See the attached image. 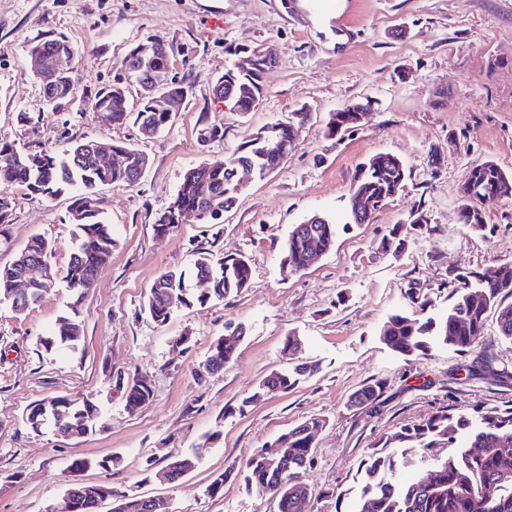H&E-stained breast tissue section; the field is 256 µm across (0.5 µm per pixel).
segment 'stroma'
Wrapping results in <instances>:
<instances>
[{
    "label": "stroma",
    "mask_w": 512,
    "mask_h": 512,
    "mask_svg": "<svg viewBox=\"0 0 512 512\" xmlns=\"http://www.w3.org/2000/svg\"><path fill=\"white\" fill-rule=\"evenodd\" d=\"M344 3L324 13L313 0H0V134L30 152L59 153L87 138L135 144L149 156L136 187L97 189L117 243L84 297L58 281L24 314L0 306V512H44L75 479L117 494L162 495L174 512H273L271 498L235 472L253 449L310 418L325 421L307 471L310 512H349L359 465L383 434L446 407L470 413L512 404V343L499 338L496 315L466 355L434 345L402 356L379 339L391 314H418L409 289L438 316L453 300L457 270L491 277L512 267V199L486 208L482 235L459 216L471 167L492 161L512 174V0ZM216 13L222 26L211 22ZM45 33L73 48L66 66L75 94L56 110L30 70L29 45ZM150 37L171 46L172 73L188 98L171 127L145 140L133 123L106 121L93 101L122 80L129 48ZM236 44L270 46L277 56L260 106L244 116L213 95ZM365 99L372 107L359 126L329 134L333 112ZM301 108L310 118L294 148L240 194L222 223L155 233V216L186 170L228 158L259 128ZM20 112L38 117L35 132L20 131ZM207 126L223 137L202 142ZM380 152L405 164V185L369 223H351L349 190L362 163ZM1 195L12 215L0 231V266L41 236L52 246L51 264L64 269L74 248L72 193L47 198L2 182ZM314 214L335 224L333 247L307 269L283 274L289 232ZM397 225L404 250L383 252ZM199 249L246 253L250 285L153 322L142 310L149 288L164 272L190 271ZM62 316L81 325L77 350L45 345ZM229 324L243 325L246 336L222 372L206 374L210 346ZM291 335L301 341L292 355L284 349ZM302 362L319 369L247 403L264 377ZM136 376L147 378L153 396L131 413L116 381ZM373 379L383 382L380 397L349 406V395ZM57 396L93 400L103 427L66 437L32 429L28 408ZM207 434L212 446L195 467L166 481L169 460L190 454ZM77 458L92 468L72 473ZM223 471L221 494L209 497L206 485Z\"/></svg>",
    "instance_id": "35a3bbf8"
}]
</instances>
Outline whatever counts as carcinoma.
I'll use <instances>...</instances> for the list:
<instances>
[{"mask_svg":"<svg viewBox=\"0 0 512 512\" xmlns=\"http://www.w3.org/2000/svg\"><path fill=\"white\" fill-rule=\"evenodd\" d=\"M157 53L153 59L141 58L139 47H133L123 59L130 80L143 85L155 94H167L186 100L187 89L181 83L161 84L154 81L153 70L165 62V41L157 39ZM46 53L71 52L68 41L62 38L35 40L30 50ZM254 63L244 72L225 70L217 79L220 95L230 104L237 98L248 97L242 86L254 89L263 96L264 56L253 52ZM125 90L114 84L98 91L93 106L114 124L125 123L130 112L112 110V100ZM174 115L150 111L149 99L143 98L135 113L134 123L146 138H154L172 126ZM258 130L238 150L223 162L203 166L206 177H198L194 168L188 169L179 184L173 200L158 212L154 227L157 233L169 234L183 223V215L201 212V224H216L223 213L232 208L238 195L235 170L245 166L264 178L277 169L292 148L288 130H282L281 146L269 148ZM85 139L74 142L63 153L47 150L24 152L15 141L0 137V182L15 183L31 192L54 195L66 189L76 192L72 215L75 226V247L62 279L67 288L84 293L112 256L116 240L111 225L95 205L94 193L100 185L134 187L139 184L141 164L148 155L138 147L123 142L111 145L112 153L122 163L110 168L97 167ZM379 164L360 173L350 188L349 210L353 223L358 197L377 200L392 196L395 187L404 183L405 175L396 157L386 153L374 155ZM468 179L476 185L498 183V199L512 198V175L494 162L486 161L472 167ZM487 204L468 198L461 210L463 224L474 232L485 230L484 212ZM336 237V225L318 217L311 224H297L290 231L283 248L282 261L288 271L298 272L308 267L311 253L323 254L330 250ZM49 242L42 237L32 238L12 262L0 267V305L14 311L27 309L42 299L44 284L33 282L21 299L14 297L15 280L27 264L48 258ZM193 274L198 280H207V288L200 294L190 292L183 271L161 274L149 288L144 310L158 324L168 321L174 307L192 302L222 301L241 293L252 279V265L242 254L216 255L199 251L193 263ZM454 300L446 314L436 319L392 314L380 330V340L393 352L409 356L423 352L429 345H444L460 354L470 352L485 336L486 318L492 310H499L497 333L512 343V305H504V298L512 296V273L496 280H488L475 271L456 275ZM81 339L80 324L69 317L59 319L47 344L76 348ZM238 342H226L219 337L210 347L204 370L214 374L224 369L235 356ZM318 365L303 363L290 371L272 372L258 385V390L246 402L254 401L264 392L286 391L296 377L316 372ZM127 411L133 413L152 397V389L143 377H134L120 386ZM382 382L376 379L354 392L349 400L352 406L376 401ZM89 427L96 424L99 411L89 399L71 400L56 397L41 400L26 413V422L39 430L46 424H55L59 417ZM319 418L308 419L280 434L278 461L273 464L267 448H256L245 459L240 472L246 485L270 495L276 503V512H310L311 490L305 481L310 465L315 436L311 430L323 426ZM450 448L448 456L437 460L434 475L410 483H400L395 474L405 464L407 448ZM364 477L358 494L357 507L352 512H512V406L482 408L472 414H453L441 410L426 421L405 425L387 433L378 446L362 460ZM112 512H170L171 500L166 497H145L123 494L112 498Z\"/></svg>","mask_w":512,"mask_h":512,"instance_id":"carcinoma-1","label":"carcinoma"}]
</instances>
